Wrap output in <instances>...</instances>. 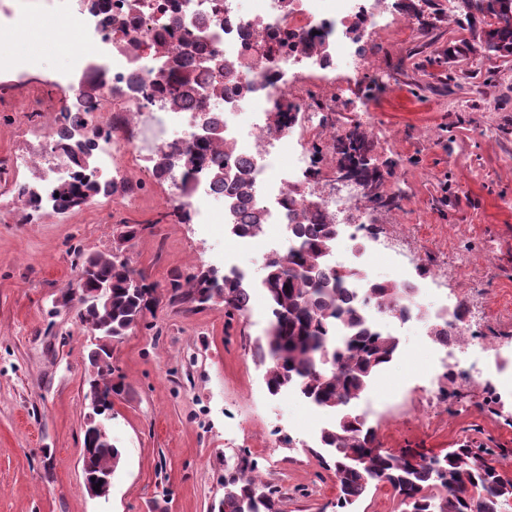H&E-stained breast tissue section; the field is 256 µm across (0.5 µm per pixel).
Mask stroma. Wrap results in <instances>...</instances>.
I'll use <instances>...</instances> for the list:
<instances>
[{"mask_svg":"<svg viewBox=\"0 0 512 512\" xmlns=\"http://www.w3.org/2000/svg\"><path fill=\"white\" fill-rule=\"evenodd\" d=\"M409 2L408 32L363 37L390 87L372 89L360 75L336 121L351 126L366 110L374 158L398 165L399 206L372 209L373 226L405 236L417 261L438 273L426 302H454L462 284L478 288L479 332L512 359V55L451 53L471 37L462 7ZM79 46L76 31L38 19L8 47L39 52L42 72L22 82L0 76V512H209L224 496L225 474L245 460L279 490L285 512H331L336 479L317 458L329 418L294 394L270 396L253 355L268 325L260 289L251 291V314L231 319L223 304L190 311L173 297L172 279L223 267L232 246L225 224L173 217L167 185L135 166L131 200L98 197L37 218L14 200L13 183L34 179L17 160L52 148L22 127L47 125L63 108L48 79ZM128 224L139 228L131 239L122 236ZM112 253L143 272L156 303L109 344L112 380L122 386L112 397L122 459L105 500L89 496L82 476L97 341L62 295L77 282L79 256ZM429 343L424 328L403 329L397 359L374 377L357 413L385 450L442 455L467 439L512 476V426L485 405L495 368L451 386L446 407L426 410L435 387ZM280 426L292 441L274 435Z\"/></svg>","mask_w":512,"mask_h":512,"instance_id":"35a3bbf8","label":"stroma"}]
</instances>
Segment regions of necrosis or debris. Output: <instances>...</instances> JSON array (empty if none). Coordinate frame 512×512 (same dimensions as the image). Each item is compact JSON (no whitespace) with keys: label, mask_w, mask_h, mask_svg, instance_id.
Wrapping results in <instances>:
<instances>
[{"label":"necrosis or debris","mask_w":512,"mask_h":512,"mask_svg":"<svg viewBox=\"0 0 512 512\" xmlns=\"http://www.w3.org/2000/svg\"><path fill=\"white\" fill-rule=\"evenodd\" d=\"M127 2L110 0L113 18L126 23L120 31L115 25L104 24L100 15L72 8L68 0H0V35L38 13L80 34L82 48L71 58L68 80L59 90L74 101L82 83L99 78L97 113H121L123 123L122 128L110 129L94 139L91 157L96 176L111 172L113 183L125 186V171L117 159L123 137L128 138L135 154L154 159L194 145L200 133L197 113L203 108L219 117L225 139L235 148L234 159L252 165L256 199L265 211L269 252L288 253L295 244L290 225L311 224L322 216L347 224L349 240L366 236L365 224L347 222L357 203L359 181L339 184L336 194L320 202L317 210L305 213L300 205H289L298 175L311 167V153L305 148L285 153L293 128L269 133L264 118L277 102L287 98L293 101L305 132L335 138L336 126L327 124L322 108L303 96V74L331 75L329 93L335 101L345 99L352 75L362 71L374 72L381 83H388V74L343 34L351 27L375 28L386 23L408 27L405 11H397L387 21L382 16L385 0H290L286 5L281 0H256V8L249 12L242 0H140L139 11L132 16ZM188 32L207 51L241 61L240 93L212 95L213 79L203 74L198 78V107L162 106L158 87L165 82L175 58L186 52L183 36ZM272 37L281 45L273 60L267 61L256 49ZM313 37L322 43L320 53L304 54L302 43ZM207 171L203 165L188 178L178 168L165 175L172 200L186 202L202 224L212 223L214 203L220 198ZM371 283V277L364 276L351 288L354 303L362 306L370 325L384 331L394 322L404 326L418 320L423 307L416 296L408 297L402 317L395 318L371 300Z\"/></svg>","instance_id":"necrosis-or-debris-1"}]
</instances>
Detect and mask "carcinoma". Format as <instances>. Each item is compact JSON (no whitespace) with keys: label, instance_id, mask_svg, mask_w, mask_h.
I'll list each match as a JSON object with an SVG mask.
<instances>
[{"label":"carcinoma","instance_id":"obj_1","mask_svg":"<svg viewBox=\"0 0 512 512\" xmlns=\"http://www.w3.org/2000/svg\"><path fill=\"white\" fill-rule=\"evenodd\" d=\"M470 18L469 31L479 40L480 48L492 54H512V0H478L472 9L465 0ZM237 64L204 51L190 55L181 65L176 81L160 87L161 100L181 107L195 93L197 76L218 71L228 78L219 93H237L233 74ZM95 87L86 89L84 115L73 126L84 130L82 135L60 133L57 147L69 161H88L90 137L100 128L89 118L95 111ZM232 154L230 142L222 133L211 136L180 154L178 164L189 177L199 160L208 152ZM340 155L337 168L348 170L360 179L370 193V200L394 205L398 196L383 198V173L365 157L372 152L368 132L356 123L334 144ZM211 183L224 192L226 210L233 217L228 230L244 235L261 230L263 210L255 203V187L251 168L244 162L228 165L218 159L209 168ZM118 191L114 185H101L87 180L81 186H59L54 198L55 210L64 211L98 195L109 196ZM292 233L298 246L286 255L274 253L265 265L261 286L270 303V320L264 336L254 344V356L266 365L265 382L268 393L277 396L297 389L313 405L336 414L333 425L321 432V444L332 449L329 459H321L324 468L336 477L338 496L333 507L347 512L371 488L382 483L393 490L403 506L401 512H471L473 501L480 512H502L503 505L512 500V478L503 477L496 466L479 457L468 441L443 456L415 454L403 450L397 454L378 445L372 429L356 415L345 414L343 406L365 391L371 379L394 359L399 351V339L370 327L347 291L354 274L345 269H332L324 253L334 247L336 224L323 219L317 224L299 223ZM79 282L86 290L98 284L111 285L108 298L95 305L79 306L82 323L94 331L114 338L136 326L149 307L154 285L146 283L141 272L118 256L97 255L82 265ZM172 288L179 292L181 303L193 308L213 299L224 303L228 316L245 313L250 291L242 278L224 275L216 283L199 269L185 278L174 281ZM372 293L386 302V311L399 309L405 297L398 285L376 284ZM105 346L92 352L96 368L95 381L106 389L113 388L110 376L112 365ZM84 447L90 449L82 458L83 480L90 481L119 467L122 449L108 437L93 429L84 434ZM257 471L253 463L224 476V498L219 512H282L279 491L251 475Z\"/></svg>","mask_w":512,"mask_h":512}]
</instances>
